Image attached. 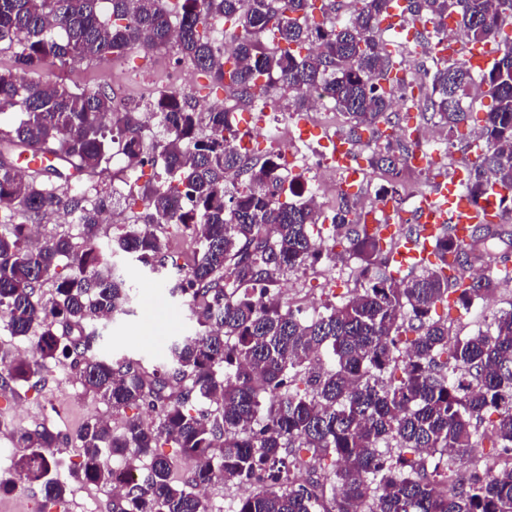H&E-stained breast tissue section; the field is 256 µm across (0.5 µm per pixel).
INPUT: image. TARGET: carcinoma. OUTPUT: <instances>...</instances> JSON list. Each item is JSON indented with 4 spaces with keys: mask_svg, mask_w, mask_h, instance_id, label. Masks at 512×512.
I'll return each mask as SVG.
<instances>
[{
    "mask_svg": "<svg viewBox=\"0 0 512 512\" xmlns=\"http://www.w3.org/2000/svg\"><path fill=\"white\" fill-rule=\"evenodd\" d=\"M355 2L342 15L327 0H0V44L13 50L12 68L0 69V114H22L0 132V316L13 336L37 333L32 354L1 371L0 384H28L67 365L113 410L157 414L150 424L129 418L119 432L89 419L77 435L83 459L70 467L68 438L24 429L1 491L38 482L45 501L60 504L65 466L76 481L111 482L106 451L133 467L149 459L112 495V512H211L199 490L215 482L257 486L232 512H512V307L484 330L449 332L453 311L497 291L491 275L469 273V254L504 241L503 225H475L466 248L445 232L440 263L398 280L389 258L401 234L369 231L346 199L327 215L276 162L249 163L230 144L234 108L198 112L164 96L151 113L159 140L105 91L43 77L50 65L62 72L174 43L209 74L210 90L244 104L263 106L283 89L285 109L300 112L310 90H325L347 119V138L360 143L368 132L376 145L369 163L396 179L421 143L405 132L384 139L379 124L391 123L394 93L414 77L377 36L393 0ZM403 13L437 31L455 15L470 43H496L497 58L478 73L435 58L425 92L407 97L405 110L429 112L454 132L471 117L467 89L478 84L491 105L464 145L473 154L465 190L477 201L494 185L508 189L500 204L511 211L512 37L503 31L512 0H405ZM215 22L234 33L229 69L209 37ZM28 152L46 165L22 174L15 161ZM117 153L121 172L161 160L165 178L139 193L143 212L103 250L99 217L109 195L90 178ZM59 181L76 188L61 190ZM180 190L193 212L172 211ZM60 214L79 217L83 244L65 235L32 243L31 226ZM162 218L175 231L192 222L191 264L165 251ZM327 222L328 245L313 234ZM118 250L153 271L177 269L172 293L194 322L150 370L99 351L98 325L129 314L131 286L110 261ZM346 254L359 261V288L327 297L322 312L301 314L275 294L282 277ZM63 258L74 275L57 272ZM490 411L500 452L478 466L469 449ZM164 445L197 465L177 477L175 461L157 452Z\"/></svg>",
    "mask_w": 512,
    "mask_h": 512,
    "instance_id": "obj_1",
    "label": "carcinoma"
}]
</instances>
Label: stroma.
I'll return each instance as SVG.
<instances>
[{
	"label": "stroma",
	"instance_id": "stroma-1",
	"mask_svg": "<svg viewBox=\"0 0 512 512\" xmlns=\"http://www.w3.org/2000/svg\"><path fill=\"white\" fill-rule=\"evenodd\" d=\"M178 60L173 49L149 54L135 50L109 61L83 62L68 71L67 77L70 83L92 90L101 88L127 98L138 111L146 112L151 106L149 93L166 87L169 70ZM469 99L474 115L469 123L460 126L458 137L442 142V161L432 167L402 170V186L393 200L395 209L402 215H409L417 199L432 190L437 177L448 178L455 169L467 167L469 156L463 153L462 146L470 139L472 129L479 125L487 105L486 98L478 93H470ZM287 117V112L276 104L261 110L241 108L235 114V125L252 155L260 160L273 153L280 155L286 173L301 176L307 189L318 190L320 202L338 203L346 199L364 210H374L391 179L384 170L369 168L367 177L348 190L343 180L318 177L312 169L311 162L321 149L317 138L307 139L300 153L295 155L287 143V131L280 130L275 140L256 136V124L278 127ZM122 165V159L113 160L114 174L107 183L112 198L107 210L109 219L103 223L100 233L104 242L120 233L123 225L132 222L142 210L141 202L130 196L129 188L123 182ZM112 262L127 281L133 282L134 290L129 315L108 324L101 350L116 358L142 359L148 367L161 363L166 356L167 344L194 329L187 312L171 294L177 274L173 271L163 275L154 273L122 252L113 254ZM282 285L288 290L286 300L291 304L324 300L329 290L339 296L348 295L354 288L351 270L347 267L338 270L331 278L325 277L321 270L306 269L288 276ZM509 307H512V287L499 286L490 302L476 304L470 311L462 313L456 332L464 336L486 328L497 311ZM93 416L107 418L116 429L131 417H139L147 423L155 419L154 414L143 409L113 411L108 404L86 393L74 371L55 367L38 388H0V452L6 459H14L15 434L23 429L44 426L67 436L69 444L65 456L71 461H79L76 434ZM111 498L108 486L75 483L64 504L48 505L39 487L32 485L0 492V512H106Z\"/></svg>",
	"mask_w": 512,
	"mask_h": 512
}]
</instances>
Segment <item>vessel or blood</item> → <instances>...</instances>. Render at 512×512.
Segmentation results:
<instances>
[{"label": "vessel or blood", "mask_w": 512, "mask_h": 512, "mask_svg": "<svg viewBox=\"0 0 512 512\" xmlns=\"http://www.w3.org/2000/svg\"><path fill=\"white\" fill-rule=\"evenodd\" d=\"M384 28L414 41L417 30L409 26L399 8H391L383 20ZM496 54L493 43L469 47L465 58L475 69H485ZM321 140L330 149L329 160L336 167L357 174L361 163L351 144L343 138L322 134ZM464 172H457L449 182L437 183L434 190L424 196L414 207V219L418 226L416 235L401 240L392 253V261L399 269L415 268L435 261L434 243L443 226H451L455 239L468 243L474 225L494 222L501 211L496 189H489L480 201H473L463 190Z\"/></svg>", "instance_id": "vessel-or-blood-1"}]
</instances>
